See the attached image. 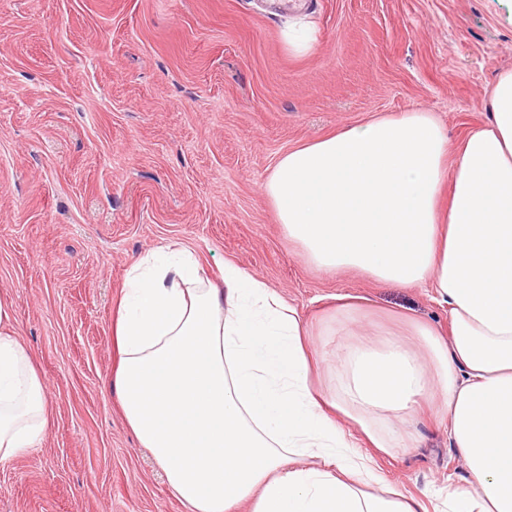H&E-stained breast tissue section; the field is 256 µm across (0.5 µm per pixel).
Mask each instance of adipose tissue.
Returning a JSON list of instances; mask_svg holds the SVG:
<instances>
[{"instance_id":"ef3b65f1","label":"adipose tissue","mask_w":512,"mask_h":512,"mask_svg":"<svg viewBox=\"0 0 512 512\" xmlns=\"http://www.w3.org/2000/svg\"><path fill=\"white\" fill-rule=\"evenodd\" d=\"M487 124L449 148L430 112L339 130L282 154L264 195L317 269L427 286L449 330L353 341L335 390L312 380L311 328L241 268L221 284L170 245L128 269L114 337L124 418L188 512H426L391 487L420 401L448 424L470 478L448 512H512V70ZM0 302V463L41 445L42 375Z\"/></svg>"}]
</instances>
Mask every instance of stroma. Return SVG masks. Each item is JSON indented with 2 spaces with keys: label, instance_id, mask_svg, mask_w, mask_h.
I'll return each instance as SVG.
<instances>
[{
  "label": "stroma",
  "instance_id": "35a3bbf8",
  "mask_svg": "<svg viewBox=\"0 0 512 512\" xmlns=\"http://www.w3.org/2000/svg\"><path fill=\"white\" fill-rule=\"evenodd\" d=\"M0 0V299L44 377L40 448L0 464V512H185L110 380L126 273L175 245L212 280L234 264L292 302L320 379L358 325L448 328L430 288L326 274L288 241L262 186L288 150L384 114L435 113L451 143L489 118L512 69V0ZM309 25L307 54L290 27ZM411 446L375 456L427 508L469 476L424 408Z\"/></svg>",
  "mask_w": 512,
  "mask_h": 512
}]
</instances>
